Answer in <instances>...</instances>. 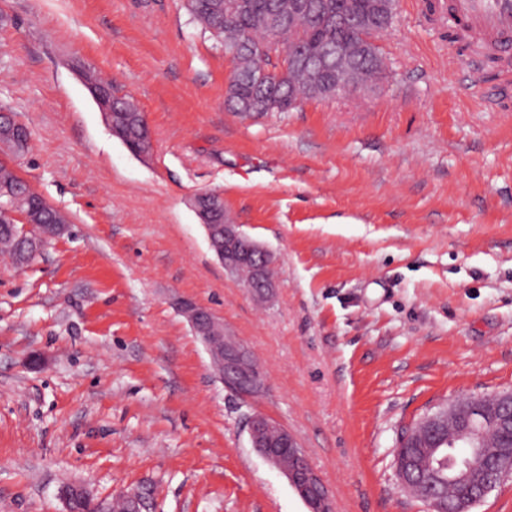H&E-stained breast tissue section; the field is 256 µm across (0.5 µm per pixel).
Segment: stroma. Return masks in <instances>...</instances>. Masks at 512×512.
Instances as JSON below:
<instances>
[{"instance_id": "35a3bbf8", "label": "stroma", "mask_w": 512, "mask_h": 512, "mask_svg": "<svg viewBox=\"0 0 512 512\" xmlns=\"http://www.w3.org/2000/svg\"><path fill=\"white\" fill-rule=\"evenodd\" d=\"M365 92L243 120L233 64L183 0H0V112L16 174L68 219L28 265L0 256V512H65L77 482L151 512H307L251 447L287 427L334 512H429L393 468L401 427L512 391V111L469 87L448 0H397ZM150 126L137 158L76 65ZM218 193L276 256L258 301L193 209ZM222 318L268 390L225 389L180 300Z\"/></svg>"}]
</instances>
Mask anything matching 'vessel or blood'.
<instances>
[{
	"label": "vessel or blood",
	"mask_w": 512,
	"mask_h": 512,
	"mask_svg": "<svg viewBox=\"0 0 512 512\" xmlns=\"http://www.w3.org/2000/svg\"><path fill=\"white\" fill-rule=\"evenodd\" d=\"M454 13L460 39L471 63L469 80L480 86L485 82L478 67L480 60L495 55L499 65V89L488 94L486 101L500 107L502 92L512 89V0H455Z\"/></svg>",
	"instance_id": "b4317fda"
}]
</instances>
